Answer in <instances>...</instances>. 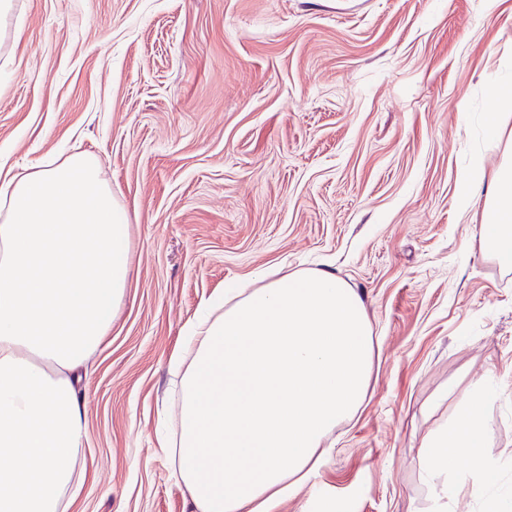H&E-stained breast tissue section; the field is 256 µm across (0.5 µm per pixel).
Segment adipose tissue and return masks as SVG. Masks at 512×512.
I'll return each mask as SVG.
<instances>
[{"mask_svg":"<svg viewBox=\"0 0 512 512\" xmlns=\"http://www.w3.org/2000/svg\"><path fill=\"white\" fill-rule=\"evenodd\" d=\"M483 196L478 241L512 267V159L486 176L474 156L456 197ZM126 212L98 164L75 155L0 181V512H69L86 473L81 388L131 277ZM372 331L354 289L328 270L262 275L228 288L188 325L178 476L192 512H280L319 465L329 435L364 401ZM490 388L471 389L421 444L433 512L459 486L494 483L483 450Z\"/></svg>","mask_w":512,"mask_h":512,"instance_id":"ef3b65f1","label":"adipose tissue"}]
</instances>
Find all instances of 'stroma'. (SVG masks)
<instances>
[{
  "mask_svg": "<svg viewBox=\"0 0 512 512\" xmlns=\"http://www.w3.org/2000/svg\"><path fill=\"white\" fill-rule=\"evenodd\" d=\"M512 0H13L0 175L93 157L131 224L132 281L86 377L72 512H190L169 360L203 303L266 270L328 269L377 340L369 395L282 512H430L420 444L492 386L512 498V270L456 195L512 76Z\"/></svg>",
  "mask_w": 512,
  "mask_h": 512,
  "instance_id": "obj_1",
  "label": "stroma"
}]
</instances>
